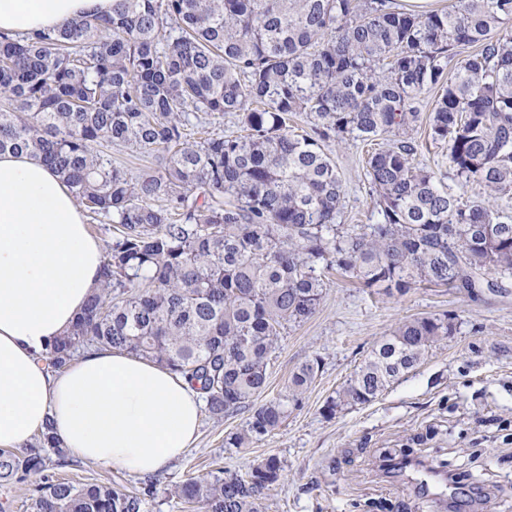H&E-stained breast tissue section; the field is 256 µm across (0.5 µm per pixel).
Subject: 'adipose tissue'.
<instances>
[{"label":"adipose tissue","instance_id":"obj_1","mask_svg":"<svg viewBox=\"0 0 512 512\" xmlns=\"http://www.w3.org/2000/svg\"><path fill=\"white\" fill-rule=\"evenodd\" d=\"M113 0H0V33L111 13ZM101 244L63 178L27 154H0V447H22L53 420L75 457L148 475L194 442L202 399L179 374L100 349L65 370L41 356L100 280Z\"/></svg>","mask_w":512,"mask_h":512}]
</instances>
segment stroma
<instances>
[{
    "label": "stroma",
    "mask_w": 512,
    "mask_h": 512,
    "mask_svg": "<svg viewBox=\"0 0 512 512\" xmlns=\"http://www.w3.org/2000/svg\"><path fill=\"white\" fill-rule=\"evenodd\" d=\"M432 103L427 95L419 105L414 161L441 175L458 196L462 190L448 168V146L428 136ZM328 147L344 186L340 223H374L376 198L364 176L371 146L350 139ZM325 281L316 313L289 325L282 336L259 397L263 403L284 398L295 369L320 358L316 378L299 403L289 405L284 425L250 447L229 448L226 439L246 427L251 408L221 419L202 414L195 444L157 472L160 494L152 512H188L167 497V489L219 467L246 473L271 454L287 468L266 512H512V280L505 293L488 291L476 299L426 283L388 296L335 269L326 271ZM444 315L453 317L454 334L414 370L370 403L323 415L326 400L399 323ZM406 457L442 466L457 496L444 507L424 498L397 469ZM53 474L130 489L143 482L78 458Z\"/></svg>",
    "instance_id": "obj_1"
}]
</instances>
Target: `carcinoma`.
Wrapping results in <instances>:
<instances>
[{
    "label": "carcinoma",
    "mask_w": 512,
    "mask_h": 512,
    "mask_svg": "<svg viewBox=\"0 0 512 512\" xmlns=\"http://www.w3.org/2000/svg\"><path fill=\"white\" fill-rule=\"evenodd\" d=\"M437 99L429 137L448 169L488 197L464 203L413 162L417 100ZM313 120L288 128V113ZM241 134H224V115ZM204 136L195 138L197 130ZM395 140L365 177L378 219L337 224L342 179L323 142ZM156 157L130 174L112 147ZM50 164L81 209L117 230L101 286L42 361L56 372L111 348L181 375L219 419L266 388L290 323L314 315L333 267L392 296L429 283L477 297L512 279V0H450L416 13L396 0H113L110 15L0 36V153ZM455 331L448 316L396 326L323 414L373 401ZM319 360L297 367L303 393ZM288 400L256 407L227 438L247 448L279 428ZM53 425L24 451L0 449V481L24 482L32 512H151L153 482L73 483ZM285 472L269 455L176 486L197 512H266Z\"/></svg>",
    "instance_id": "1"
}]
</instances>
